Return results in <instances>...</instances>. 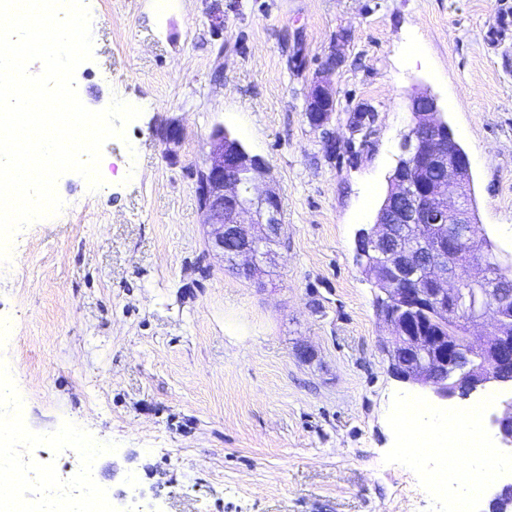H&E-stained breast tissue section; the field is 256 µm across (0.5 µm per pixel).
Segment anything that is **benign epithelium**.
I'll use <instances>...</instances> for the list:
<instances>
[{
    "mask_svg": "<svg viewBox=\"0 0 512 512\" xmlns=\"http://www.w3.org/2000/svg\"><path fill=\"white\" fill-rule=\"evenodd\" d=\"M336 109V93L319 81L307 111L322 126ZM415 120L400 143V155L389 177L388 193L369 228H361L371 252L357 254L366 276L377 284L385 280L386 298L380 300L382 322L399 354L388 358L389 372L397 380L430 390L441 400L467 399L489 384L512 380V289L488 279L486 252L494 246H472L471 225L476 215L463 198L472 182L466 151L442 119L438 101L423 90L412 100ZM441 174V187L419 193L421 158ZM264 161L250 155L241 142L218 127L210 151L195 170V192L209 227L211 249L241 273L258 270L257 258L279 237L281 197L270 187L258 193L267 178ZM417 226L415 239L405 240L402 225ZM442 224L453 229L437 237ZM471 270L470 288L463 289L455 270ZM427 314L439 323L434 336L417 331L415 317ZM461 323L473 348L457 336ZM512 402L493 423L501 441L512 446Z\"/></svg>",
    "mask_w": 512,
    "mask_h": 512,
    "instance_id": "benign-epithelium-1",
    "label": "benign epithelium"
}]
</instances>
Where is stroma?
I'll use <instances>...</instances> for the list:
<instances>
[{"mask_svg": "<svg viewBox=\"0 0 512 512\" xmlns=\"http://www.w3.org/2000/svg\"><path fill=\"white\" fill-rule=\"evenodd\" d=\"M89 8L78 95L142 114L105 143L103 186L63 175L62 213L17 233L0 265V375L27 402L16 447L65 425L97 439L115 512H429L415 474L383 461L392 398L413 388L380 349L355 235L426 88L470 157L479 224L512 254V38L490 44L512 0ZM322 75L336 110L317 127L306 101ZM365 109L376 119L355 131ZM173 124L168 150L158 132ZM219 126L280 190L284 235L250 280L209 248L195 194Z\"/></svg>", "mask_w": 512, "mask_h": 512, "instance_id": "obj_1", "label": "stroma"}]
</instances>
